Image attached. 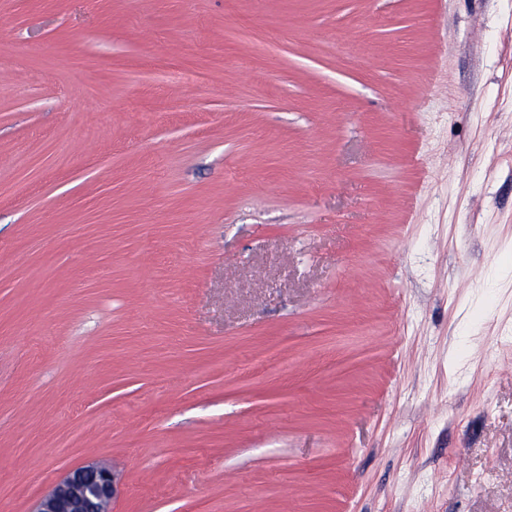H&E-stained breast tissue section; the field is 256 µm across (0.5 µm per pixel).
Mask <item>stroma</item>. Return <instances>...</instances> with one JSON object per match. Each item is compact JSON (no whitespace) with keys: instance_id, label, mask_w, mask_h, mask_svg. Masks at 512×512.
I'll list each match as a JSON object with an SVG mask.
<instances>
[{"instance_id":"1","label":"stroma","mask_w":512,"mask_h":512,"mask_svg":"<svg viewBox=\"0 0 512 512\" xmlns=\"http://www.w3.org/2000/svg\"><path fill=\"white\" fill-rule=\"evenodd\" d=\"M99 460L512 512V0H0V512Z\"/></svg>"}]
</instances>
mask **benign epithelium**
<instances>
[{
  "label": "benign epithelium",
  "mask_w": 512,
  "mask_h": 512,
  "mask_svg": "<svg viewBox=\"0 0 512 512\" xmlns=\"http://www.w3.org/2000/svg\"><path fill=\"white\" fill-rule=\"evenodd\" d=\"M117 495V476L102 463L69 471L37 501L34 512H107Z\"/></svg>",
  "instance_id": "benign-epithelium-1"
}]
</instances>
